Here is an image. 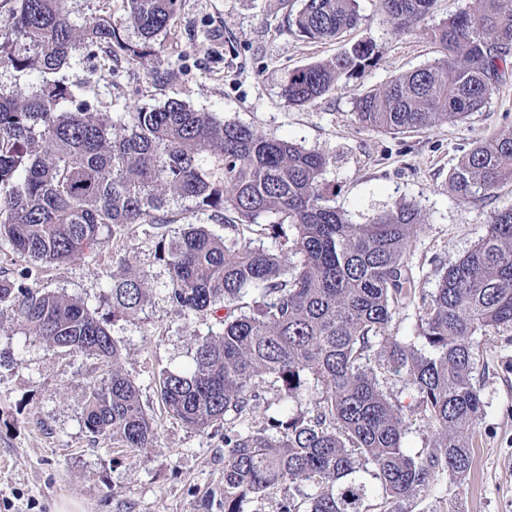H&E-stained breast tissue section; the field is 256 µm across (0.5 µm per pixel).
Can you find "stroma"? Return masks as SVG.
I'll return each instance as SVG.
<instances>
[{"mask_svg":"<svg viewBox=\"0 0 512 512\" xmlns=\"http://www.w3.org/2000/svg\"><path fill=\"white\" fill-rule=\"evenodd\" d=\"M468 0H437L420 27L396 31L381 0H360L361 25L333 41L302 37L288 16L301 0H186L171 35L153 45V69L107 63L103 51L77 50L59 74L92 107L121 115L135 107L185 100L213 112L318 149L331 163L322 186L331 205L357 224L407 202L425 224L410 248V271L421 293L437 274L471 251L487 216L512 207V185L479 205L459 202L448 174L476 141L512 126V81L468 119L392 135L360 127L353 115L359 94L396 75L434 63L442 52L426 31ZM107 6L127 41L138 42L124 0H68L75 25ZM371 41L379 61L342 76L335 91L303 106L281 95L289 75L330 61L357 41ZM170 226L133 227L128 236L85 250L75 261L45 267V287L65 292L110 318L121 369L139 388L157 428L154 447L129 452L111 438L91 439L83 424L88 383L103 373L95 358L63 352L28 336L11 315H0V512H202L200 500L224 480L222 429L200 433L172 417L157 390L161 371L187 366L190 335H206L211 321L186 327L165 293L168 268L156 252L161 236L182 221L171 204ZM126 260L151 288L144 313L113 318L103 302L106 272ZM475 382L485 414L470 437L472 467L448 491L433 489L403 501L401 512H512V331L481 341Z\"/></svg>","mask_w":512,"mask_h":512,"instance_id":"obj_1","label":"stroma"}]
</instances>
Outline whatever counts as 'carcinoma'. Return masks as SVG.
I'll use <instances>...</instances> for the list:
<instances>
[{"mask_svg":"<svg viewBox=\"0 0 512 512\" xmlns=\"http://www.w3.org/2000/svg\"><path fill=\"white\" fill-rule=\"evenodd\" d=\"M124 2L136 43L103 9L75 27L67 0H14L0 33V65L43 76L28 92L0 87V241L27 262L0 269V310L46 345L110 368L88 384L83 421L91 435L134 452L154 447L156 428L121 370L107 320L41 287L38 265L70 262L133 224H169L165 208L184 203L233 234L199 225L158 241L165 292L186 323L209 316L222 330L194 335L190 365L162 371L158 384L174 418L200 432L224 426V512H250L274 488L283 490L278 512H398L425 488L464 480L468 433L485 413L474 381L478 337L512 329V207L493 213L476 247L440 275L418 320L422 344L393 335L396 308L415 295L407 255L424 219L412 206L356 224L327 204L321 180L329 159L315 149L177 98L114 118L48 78L80 47L106 48L109 62L150 60L185 0ZM434 2L382 0L400 31ZM361 21L360 0H302L294 25L322 41ZM429 35L443 57L355 98L361 127L401 134L462 121L500 94L512 69V0H474ZM376 62L374 44L357 41L294 71L282 95L305 105ZM505 184L512 185L511 126L477 141L448 176L464 204ZM255 226L276 249L245 237ZM149 298L143 276L125 267L106 275L102 300L112 302V317L139 316ZM376 346L379 369L416 390L411 413L368 365ZM311 382L319 394L304 410ZM266 383L282 407L254 430L246 422ZM412 413L432 431L434 447L409 455L402 439Z\"/></svg>","mask_w":512,"mask_h":512,"instance_id":"carcinoma-1","label":"carcinoma"}]
</instances>
